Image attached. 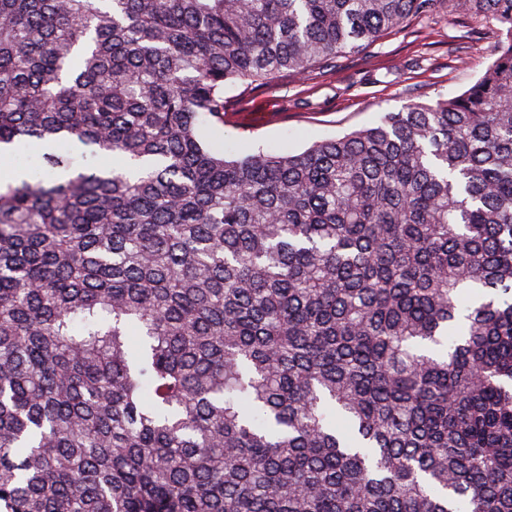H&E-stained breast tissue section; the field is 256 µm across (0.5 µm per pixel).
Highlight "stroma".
I'll return each instance as SVG.
<instances>
[{
    "label": "stroma",
    "instance_id": "obj_1",
    "mask_svg": "<svg viewBox=\"0 0 512 512\" xmlns=\"http://www.w3.org/2000/svg\"><path fill=\"white\" fill-rule=\"evenodd\" d=\"M499 40L495 24L452 14L442 0L430 18L412 21L336 70L299 79L281 74L231 96L224 122L201 124L203 141L301 150L315 141L379 124L411 102L460 95L482 75Z\"/></svg>",
    "mask_w": 512,
    "mask_h": 512
}]
</instances>
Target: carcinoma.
Here are the masks:
<instances>
[{
    "mask_svg": "<svg viewBox=\"0 0 512 512\" xmlns=\"http://www.w3.org/2000/svg\"><path fill=\"white\" fill-rule=\"evenodd\" d=\"M480 78L288 150L226 88L440 0H0V512H512V0Z\"/></svg>",
    "mask_w": 512,
    "mask_h": 512,
    "instance_id": "obj_1",
    "label": "carcinoma"
}]
</instances>
